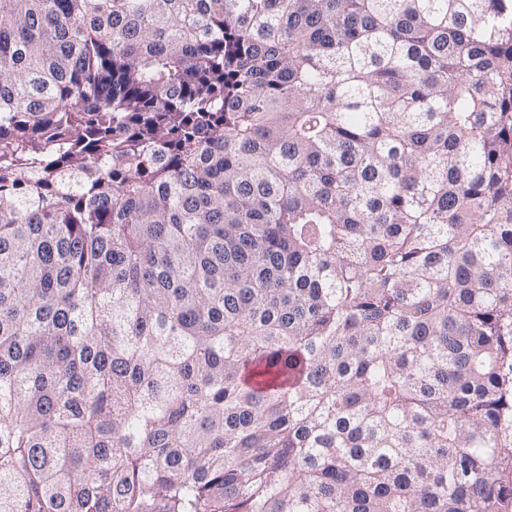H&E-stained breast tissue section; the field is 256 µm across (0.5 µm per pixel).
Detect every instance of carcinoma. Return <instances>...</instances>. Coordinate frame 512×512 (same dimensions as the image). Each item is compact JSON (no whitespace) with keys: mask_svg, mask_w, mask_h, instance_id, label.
<instances>
[{"mask_svg":"<svg viewBox=\"0 0 512 512\" xmlns=\"http://www.w3.org/2000/svg\"><path fill=\"white\" fill-rule=\"evenodd\" d=\"M512 0H0V512H505Z\"/></svg>","mask_w":512,"mask_h":512,"instance_id":"cac0c4a2","label":"carcinoma"}]
</instances>
